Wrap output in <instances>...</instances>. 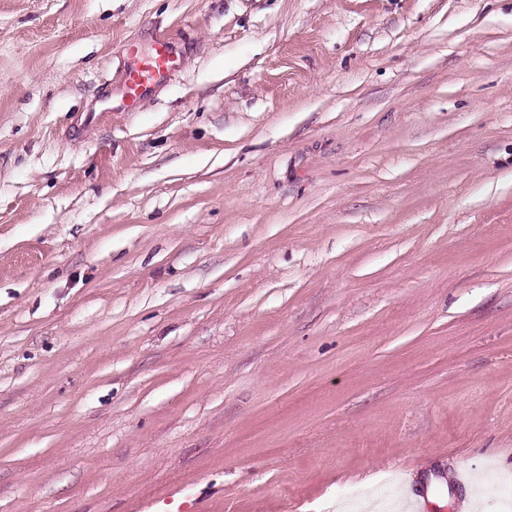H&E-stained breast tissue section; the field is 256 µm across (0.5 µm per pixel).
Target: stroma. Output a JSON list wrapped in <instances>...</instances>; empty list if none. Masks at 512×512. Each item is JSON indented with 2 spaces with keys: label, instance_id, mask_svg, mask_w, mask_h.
Wrapping results in <instances>:
<instances>
[{
  "label": "stroma",
  "instance_id": "1",
  "mask_svg": "<svg viewBox=\"0 0 512 512\" xmlns=\"http://www.w3.org/2000/svg\"><path fill=\"white\" fill-rule=\"evenodd\" d=\"M467 500L512 502V0H0V512ZM171 44L170 38L160 36L147 54H140L133 44L129 45L135 60L124 70L118 108L127 112L137 109L154 84L178 71V57Z\"/></svg>",
  "mask_w": 512,
  "mask_h": 512
}]
</instances>
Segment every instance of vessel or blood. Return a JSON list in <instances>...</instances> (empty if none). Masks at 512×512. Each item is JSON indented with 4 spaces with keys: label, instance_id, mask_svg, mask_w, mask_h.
<instances>
[{
    "label": "vessel or blood",
    "instance_id": "1",
    "mask_svg": "<svg viewBox=\"0 0 512 512\" xmlns=\"http://www.w3.org/2000/svg\"><path fill=\"white\" fill-rule=\"evenodd\" d=\"M177 70L178 58L170 39L165 36L156 38L150 52L136 54L133 64L124 71L121 109L127 112L137 109L154 84Z\"/></svg>",
    "mask_w": 512,
    "mask_h": 512
}]
</instances>
